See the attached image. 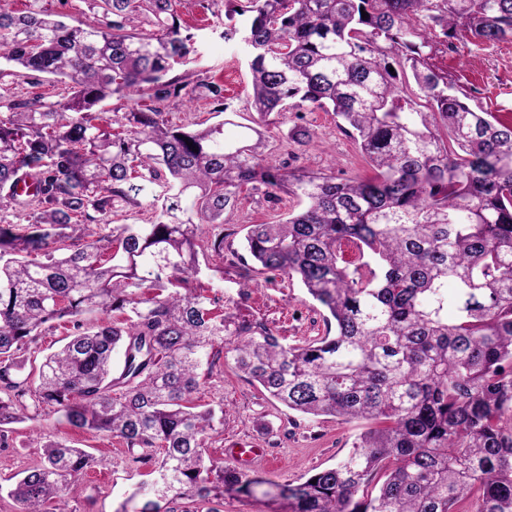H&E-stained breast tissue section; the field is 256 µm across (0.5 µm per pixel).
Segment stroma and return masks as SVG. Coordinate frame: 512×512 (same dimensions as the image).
I'll return each instance as SVG.
<instances>
[{
	"instance_id": "35a3bbf8",
	"label": "stroma",
	"mask_w": 512,
	"mask_h": 512,
	"mask_svg": "<svg viewBox=\"0 0 512 512\" xmlns=\"http://www.w3.org/2000/svg\"><path fill=\"white\" fill-rule=\"evenodd\" d=\"M209 3L205 10L198 0H183L181 17L194 35L195 51L186 64L175 66L174 71L223 81L229 120L224 131L233 136L249 125L253 116L251 78L242 46L223 37L224 0ZM429 63L436 71L448 74L471 107L502 119L512 117V42L475 45L458 38L452 48L432 51ZM296 125L315 131L311 143L288 138L289 129ZM267 134L276 159L288 162L290 167L330 170L341 178L370 172L355 142L337 127L333 113L290 112L270 125ZM299 208L298 198L291 195L279 194L277 201L271 203L262 193L243 191L236 210L226 217L225 254L242 252L248 225L271 222ZM242 311L266 319L289 344L325 333L321 308L298 284L277 275L251 281ZM203 397L222 401L224 407V433L209 443V455L223 459L224 448L234 441L258 445L272 465L267 479L281 484L298 482L304 474L336 463L348 453L362 429L358 422L299 416L221 362L214 367ZM54 438L67 439L98 459L92 471L71 485L65 512H115L119 503L146 479V466L132 462L126 445L119 439L72 431L57 414L45 411L14 425L8 447L0 448V512H16L6 487L13 477L37 462L40 442Z\"/></svg>"
}]
</instances>
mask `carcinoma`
Returning <instances> with one entry per match:
<instances>
[{"label": "carcinoma", "mask_w": 512, "mask_h": 512, "mask_svg": "<svg viewBox=\"0 0 512 512\" xmlns=\"http://www.w3.org/2000/svg\"><path fill=\"white\" fill-rule=\"evenodd\" d=\"M82 3L93 20L73 25L0 0V58L71 83L56 101L0 96V211L24 212L0 224V444L31 408L121 439L153 467L116 512H220L262 486L274 512H512V123L426 61L440 34L512 40V0H228L224 40L244 48L258 115L234 142L225 120L167 119L199 98L227 110L224 86L171 74L194 52L182 0ZM114 96L128 106L105 119L95 107ZM315 110L340 118L372 175L265 154L262 126ZM248 185L305 206L248 225L239 276L297 281L324 311L322 336L285 344L182 288L224 273L208 257L224 258V214ZM147 208L149 223L93 237ZM61 321L68 341L35 383L27 364ZM220 358L301 416L368 427L297 484L216 461L223 410L199 393ZM95 464L51 441L8 496L45 512Z\"/></svg>", "instance_id": "1"}]
</instances>
